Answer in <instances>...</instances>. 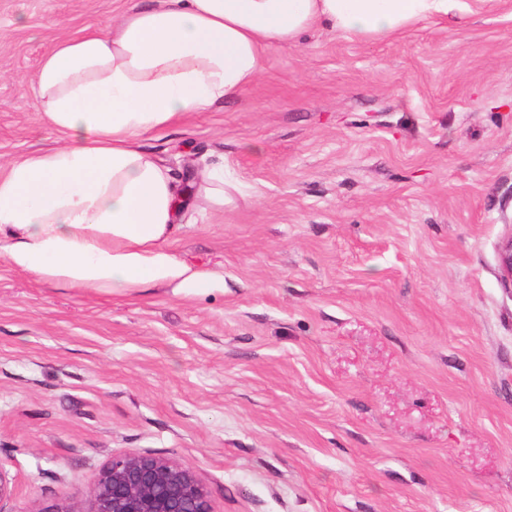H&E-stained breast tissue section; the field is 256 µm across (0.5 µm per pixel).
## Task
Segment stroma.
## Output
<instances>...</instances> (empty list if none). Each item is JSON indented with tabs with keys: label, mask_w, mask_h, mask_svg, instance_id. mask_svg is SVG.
I'll return each mask as SVG.
<instances>
[{
	"label": "stroma",
	"mask_w": 512,
	"mask_h": 512,
	"mask_svg": "<svg viewBox=\"0 0 512 512\" xmlns=\"http://www.w3.org/2000/svg\"><path fill=\"white\" fill-rule=\"evenodd\" d=\"M156 0H0V167L60 145L57 39ZM191 206L203 290L48 284L0 257L9 512H87L114 455L195 472L211 512H512V0L378 40L268 50L241 95L144 135ZM197 199L213 210L224 211V206L234 202V197L224 181V171L213 168L205 171L198 187Z\"/></svg>",
	"instance_id": "stroma-1"
}]
</instances>
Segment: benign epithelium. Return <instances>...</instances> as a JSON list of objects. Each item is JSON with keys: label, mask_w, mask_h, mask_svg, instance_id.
<instances>
[{"label": "benign epithelium", "mask_w": 512, "mask_h": 512, "mask_svg": "<svg viewBox=\"0 0 512 512\" xmlns=\"http://www.w3.org/2000/svg\"><path fill=\"white\" fill-rule=\"evenodd\" d=\"M499 268L512 284V234L499 246ZM88 512H211L194 471L173 459L124 453L93 478Z\"/></svg>", "instance_id": "obj_1"}]
</instances>
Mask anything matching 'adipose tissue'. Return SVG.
Instances as JSON below:
<instances>
[{"label":"adipose tissue","mask_w":512,"mask_h":512,"mask_svg":"<svg viewBox=\"0 0 512 512\" xmlns=\"http://www.w3.org/2000/svg\"><path fill=\"white\" fill-rule=\"evenodd\" d=\"M458 0H160L112 28L58 40L34 77L61 146L0 169V252L42 282L128 296L205 288L216 274L169 245L184 198L141 144L153 130L243 93L265 53L322 26L386 39L446 17Z\"/></svg>","instance_id":"ef3b65f1"}]
</instances>
